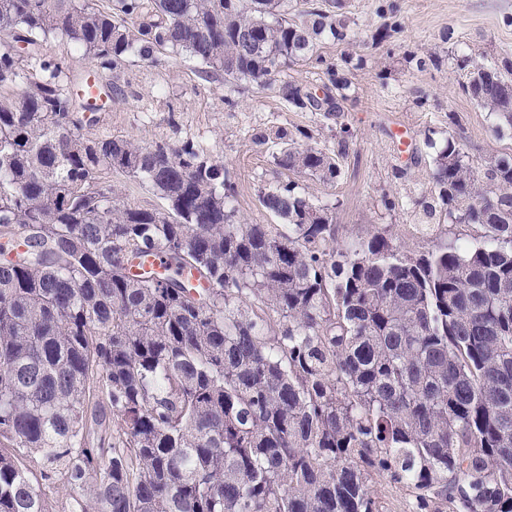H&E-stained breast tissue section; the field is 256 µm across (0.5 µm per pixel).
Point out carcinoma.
Here are the masks:
<instances>
[{
    "label": "carcinoma",
    "mask_w": 512,
    "mask_h": 512,
    "mask_svg": "<svg viewBox=\"0 0 512 512\" xmlns=\"http://www.w3.org/2000/svg\"><path fill=\"white\" fill-rule=\"evenodd\" d=\"M0 0V512H382L372 483L414 512H512V156L473 165L427 136L430 220L478 225L414 253L374 233L336 252L333 210L289 180L264 187L278 224H244L237 185L193 140L98 131L96 104L51 35L100 70L184 52L204 79L273 88L292 112L338 117L351 82L317 54L354 38L341 0ZM313 61L317 92L280 79ZM464 85L512 133V55H465ZM259 130L281 169L329 183L339 155ZM160 209L126 204L112 174ZM22 239L25 250L9 256ZM163 251L196 274L134 278ZM448 225V226H447ZM442 226L444 229H448V241L457 242L463 246L475 245L482 235V229L479 226H466L458 224H447ZM40 486L43 488L49 507L52 512L68 511L74 503L72 493L62 486L60 481L55 480H42L39 479ZM374 490L385 512H413V497L406 489L391 486L385 481H377Z\"/></svg>",
    "instance_id": "1"
}]
</instances>
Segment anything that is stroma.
Here are the masks:
<instances>
[{"label": "stroma", "mask_w": 512, "mask_h": 512, "mask_svg": "<svg viewBox=\"0 0 512 512\" xmlns=\"http://www.w3.org/2000/svg\"><path fill=\"white\" fill-rule=\"evenodd\" d=\"M401 27L385 40L377 34L390 19L382 0H344L356 22L353 43L324 39L318 52L351 82L342 120L311 112L286 111L270 89L250 87L227 107L223 77L202 80L198 64L185 55L157 69L132 57L101 78L118 92L99 115V130H112L151 144L199 142L230 171L237 184L239 219L269 224L273 218L258 202L260 188L287 180L277 167L273 145H257L253 135L273 126L299 127L314 146L337 150L336 134L351 136L339 159L335 182L299 178L300 187L333 206L336 247L343 250L374 232L414 252L433 249L434 234L421 232L426 218L411 196L429 191L434 151L428 131L461 138L474 164L512 155V137L499 136L495 121L463 90L462 54L491 56L512 52V0H396ZM432 56L436 65L418 68ZM393 200L385 208L382 195Z\"/></svg>", "instance_id": "1"}]
</instances>
